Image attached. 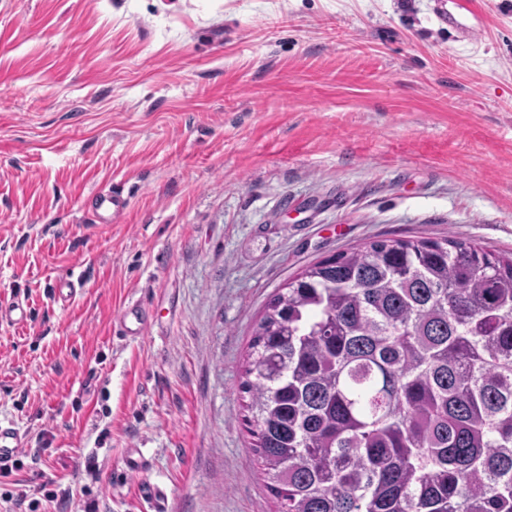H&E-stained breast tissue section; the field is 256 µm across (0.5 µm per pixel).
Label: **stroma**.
Segmentation results:
<instances>
[{
	"mask_svg": "<svg viewBox=\"0 0 512 512\" xmlns=\"http://www.w3.org/2000/svg\"><path fill=\"white\" fill-rule=\"evenodd\" d=\"M473 3L462 34L440 0H0V303L31 310L0 326L27 434L0 512H146L143 479L169 512H279L241 390L271 295L377 240L512 254V0ZM128 205V199L116 189L99 193L89 200V207L99 216L98 226L104 224H117ZM134 318L138 324L136 328L131 327V318ZM115 324L121 337L126 338H139L140 334L146 328L147 320L144 319L142 313L140 314L139 308L135 304L128 305L117 317ZM140 497L151 504L152 512H167V492L158 485L149 481H143L138 486Z\"/></svg>",
	"mask_w": 512,
	"mask_h": 512,
	"instance_id": "stroma-1",
	"label": "stroma"
}]
</instances>
